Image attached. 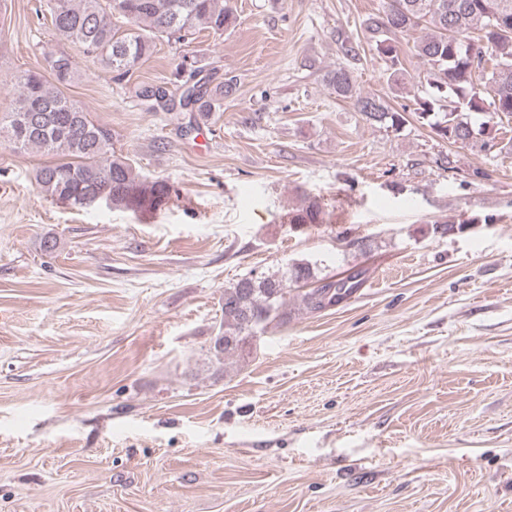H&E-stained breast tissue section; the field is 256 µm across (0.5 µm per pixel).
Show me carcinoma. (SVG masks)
Here are the masks:
<instances>
[{"label":"carcinoma","instance_id":"cac0c4a2","mask_svg":"<svg viewBox=\"0 0 512 512\" xmlns=\"http://www.w3.org/2000/svg\"><path fill=\"white\" fill-rule=\"evenodd\" d=\"M50 20L53 36L62 44L44 53L49 76L28 70L18 77L19 92L11 111L0 115V142L17 152L36 151L51 157L35 175L42 196L63 204L88 195L102 196L113 210H162L173 200L164 180H147L129 159L112 153V129L68 98L63 88L75 78L70 54L73 45L115 78H126L149 57L160 40L189 44L195 35L224 32L232 9L224 0H45L35 9ZM377 55L386 64L385 76L394 92L424 88L415 96V115L450 144L467 145L496 139L494 127L479 124L474 114L512 115V0H385L382 10L364 21ZM424 29L414 42V55L423 69L412 76L396 35ZM336 96L348 100L371 123L400 130L406 122L378 96L364 93L353 71L338 62L326 72ZM233 80L212 85L211 79L186 86L179 103L161 87H148L141 96L148 108L158 107L178 121L190 113L194 121L208 117ZM322 207L305 198L288 213L290 224H318ZM365 271L347 270L344 277L324 278L304 293L288 283L314 277L308 262H295L282 274H249L224 287L218 333L210 360L219 370L245 356L257 333L273 321L290 320L288 301L297 310L314 314L350 300L361 288Z\"/></svg>","mask_w":512,"mask_h":512}]
</instances>
